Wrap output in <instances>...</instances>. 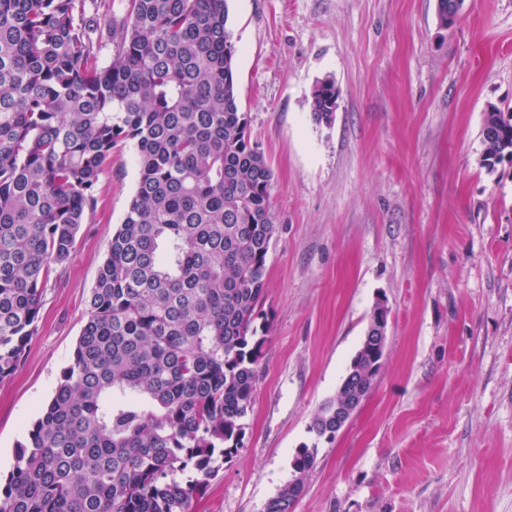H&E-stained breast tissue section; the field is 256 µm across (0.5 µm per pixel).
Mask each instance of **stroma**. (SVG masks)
I'll return each mask as SVG.
<instances>
[{
  "instance_id": "1",
  "label": "stroma",
  "mask_w": 512,
  "mask_h": 512,
  "mask_svg": "<svg viewBox=\"0 0 512 512\" xmlns=\"http://www.w3.org/2000/svg\"><path fill=\"white\" fill-rule=\"evenodd\" d=\"M240 107L273 171L277 230L244 446L190 512H265L302 445L316 463L292 512H512V162L481 166L484 112L512 111V0H226ZM341 96L311 118L315 85ZM117 144L75 247L0 380V478L70 364L88 298L134 195ZM382 367L331 441L309 430L376 299ZM336 83L333 79L320 82L312 93L311 114L317 124L331 126L335 120L336 110Z\"/></svg>"
}]
</instances>
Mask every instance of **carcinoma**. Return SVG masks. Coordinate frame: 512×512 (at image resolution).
I'll return each instance as SVG.
<instances>
[{
  "label": "carcinoma",
  "instance_id": "1",
  "mask_svg": "<svg viewBox=\"0 0 512 512\" xmlns=\"http://www.w3.org/2000/svg\"><path fill=\"white\" fill-rule=\"evenodd\" d=\"M86 0H0V380L35 334L112 148L139 178L88 299L70 365L17 444L0 512H190L242 447L276 233L273 172L239 106L225 0H127L102 30ZM112 38V64L96 40ZM330 126L336 83L312 93ZM482 166L512 158L491 105ZM336 399L309 431L336 436ZM318 444L294 456L309 472ZM266 512H289L283 485Z\"/></svg>",
  "mask_w": 512,
  "mask_h": 512
}]
</instances>
